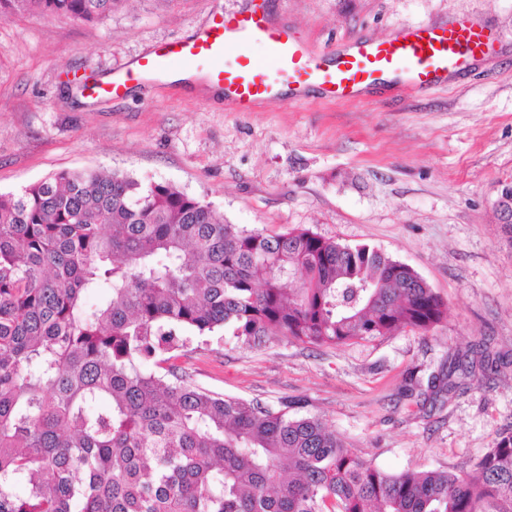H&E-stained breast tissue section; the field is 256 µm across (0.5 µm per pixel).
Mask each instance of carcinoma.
<instances>
[{"instance_id": "carcinoma-1", "label": "carcinoma", "mask_w": 512, "mask_h": 512, "mask_svg": "<svg viewBox=\"0 0 512 512\" xmlns=\"http://www.w3.org/2000/svg\"><path fill=\"white\" fill-rule=\"evenodd\" d=\"M115 2L0 0V19ZM444 313L375 247L226 224L169 184L62 171L0 193V512H512V428L471 474H391L319 418L213 395L176 364L222 330L338 346ZM496 363L475 351L428 388Z\"/></svg>"}]
</instances>
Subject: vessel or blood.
Masks as SVG:
<instances>
[{"instance_id": "b4317fda", "label": "vessel or blood", "mask_w": 512, "mask_h": 512, "mask_svg": "<svg viewBox=\"0 0 512 512\" xmlns=\"http://www.w3.org/2000/svg\"><path fill=\"white\" fill-rule=\"evenodd\" d=\"M256 42L266 49L264 61L248 54ZM493 48L483 27L459 20L410 26L385 41L357 39L329 58L276 15L269 0H244L186 40L155 45L132 64L95 79L92 90L118 98L130 83L186 75L217 87L231 111L251 112L276 104L285 93L295 101L313 91L329 100H354L392 78L412 88L438 86L469 58Z\"/></svg>"}]
</instances>
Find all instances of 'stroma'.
<instances>
[{
    "label": "stroma",
    "mask_w": 512,
    "mask_h": 512,
    "mask_svg": "<svg viewBox=\"0 0 512 512\" xmlns=\"http://www.w3.org/2000/svg\"><path fill=\"white\" fill-rule=\"evenodd\" d=\"M240 5L117 0L90 23L38 11L0 19V192L60 170L123 172L211 203L228 224L307 228L409 265L447 306L429 330L329 347L203 336L179 363L212 392L298 403L386 472L469 473L512 426V242L495 209L512 183V0H270L324 54L417 23L465 18L491 31L495 55L443 88L356 102L313 92L253 112L199 85H135L121 99L83 89ZM482 344L497 369L433 401L429 375Z\"/></svg>",
    "instance_id": "35a3bbf8"
}]
</instances>
